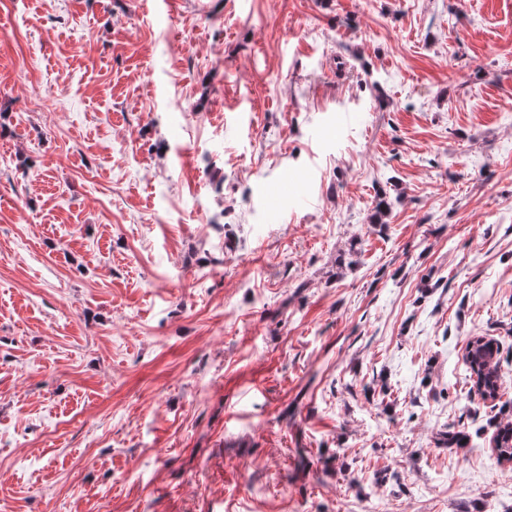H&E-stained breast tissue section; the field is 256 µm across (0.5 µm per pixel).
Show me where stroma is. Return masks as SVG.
<instances>
[{
  "mask_svg": "<svg viewBox=\"0 0 512 512\" xmlns=\"http://www.w3.org/2000/svg\"><path fill=\"white\" fill-rule=\"evenodd\" d=\"M508 402L512 0H0V512H512ZM481 342H484L483 344H495L494 356L486 362H477L470 357L471 351ZM466 359L470 369L472 387L476 389V392L483 400L495 401L499 391L498 368L501 360V351L498 342L494 339H488L487 336L471 337L466 348Z\"/></svg>",
  "mask_w": 512,
  "mask_h": 512,
  "instance_id": "obj_1",
  "label": "stroma"
}]
</instances>
